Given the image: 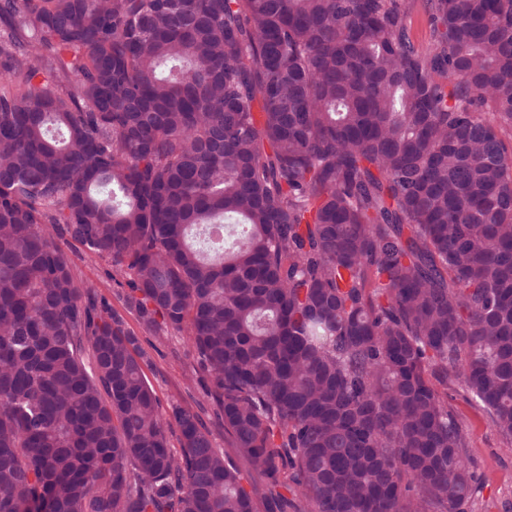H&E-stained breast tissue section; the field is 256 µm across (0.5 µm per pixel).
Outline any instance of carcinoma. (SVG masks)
Returning a JSON list of instances; mask_svg holds the SVG:
<instances>
[{
  "label": "carcinoma",
  "mask_w": 512,
  "mask_h": 512,
  "mask_svg": "<svg viewBox=\"0 0 512 512\" xmlns=\"http://www.w3.org/2000/svg\"><path fill=\"white\" fill-rule=\"evenodd\" d=\"M0 0V512H472L512 447V0ZM187 336L257 498L56 239ZM409 1V25L414 41L423 49L428 47L429 28L421 0ZM448 406L469 440L479 476L473 512H512V448L506 447L483 406L460 385L448 388Z\"/></svg>",
  "instance_id": "obj_1"
}]
</instances>
